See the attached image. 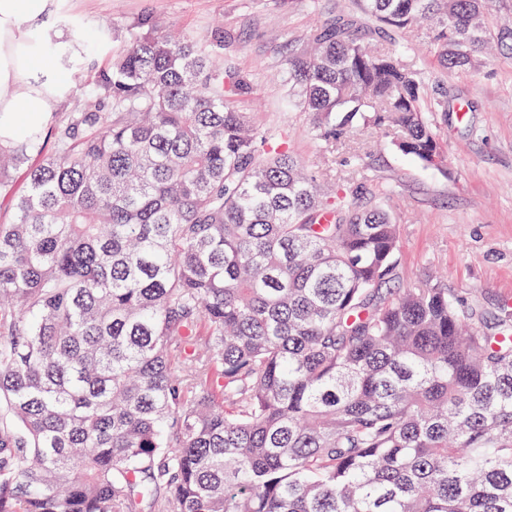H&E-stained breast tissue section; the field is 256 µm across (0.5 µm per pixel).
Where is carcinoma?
<instances>
[{
  "mask_svg": "<svg viewBox=\"0 0 512 512\" xmlns=\"http://www.w3.org/2000/svg\"><path fill=\"white\" fill-rule=\"evenodd\" d=\"M492 3L361 0L288 97L333 147L392 126L444 167L447 98L371 36L425 23L441 67L479 66L512 53ZM132 29L53 152L0 146V512H512V310L391 287L366 177L321 191L231 105L224 44Z\"/></svg>",
  "mask_w": 512,
  "mask_h": 512,
  "instance_id": "carcinoma-1",
  "label": "carcinoma"
}]
</instances>
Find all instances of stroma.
<instances>
[{
  "instance_id": "1",
  "label": "stroma",
  "mask_w": 512,
  "mask_h": 512,
  "mask_svg": "<svg viewBox=\"0 0 512 512\" xmlns=\"http://www.w3.org/2000/svg\"><path fill=\"white\" fill-rule=\"evenodd\" d=\"M356 14L355 0H57L50 26L81 39L82 65L71 72L66 109L93 95L95 70L112 55L102 35L123 39L127 26L150 14L165 28L206 41L230 36L229 51L248 83L235 103L262 128L287 124L290 149L307 168L323 165V144L311 114L289 105L287 60L337 12ZM429 90L448 96L433 129L448 154L444 168L399 152L389 130L351 134L336 148V170L363 166L390 189L385 208L399 228L401 284L442 278L449 293L487 315L512 302V58L498 55L474 69L444 70L409 34L384 35Z\"/></svg>"
}]
</instances>
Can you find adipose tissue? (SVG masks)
<instances>
[{
  "mask_svg": "<svg viewBox=\"0 0 512 512\" xmlns=\"http://www.w3.org/2000/svg\"><path fill=\"white\" fill-rule=\"evenodd\" d=\"M55 0H0V146L29 142L46 127L66 90L59 63L34 46L28 27L42 23ZM24 84L22 98L9 90Z\"/></svg>",
  "mask_w": 512,
  "mask_h": 512,
  "instance_id": "adipose-tissue-1",
  "label": "adipose tissue"
}]
</instances>
